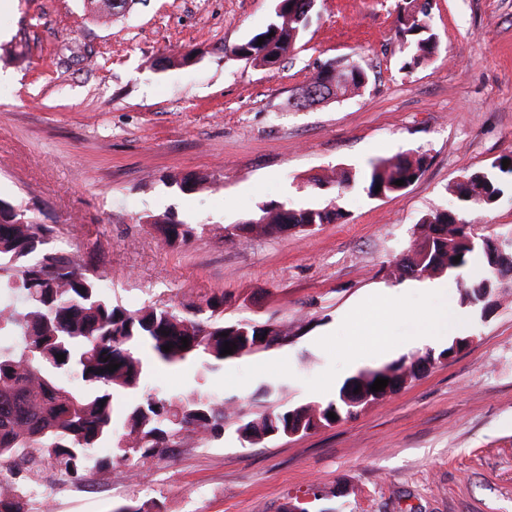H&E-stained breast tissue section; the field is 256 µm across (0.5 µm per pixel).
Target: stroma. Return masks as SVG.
I'll return each instance as SVG.
<instances>
[{"mask_svg": "<svg viewBox=\"0 0 512 512\" xmlns=\"http://www.w3.org/2000/svg\"><path fill=\"white\" fill-rule=\"evenodd\" d=\"M273 0H132L110 23L88 0H14L0 12V198L53 224L55 248L93 266L103 292L130 309L205 305L224 319L287 329L286 342L225 360L154 366L147 393H211L256 416L332 401L345 379L415 354L418 315L446 309L454 358L354 417L291 439L243 442L236 418L221 439L188 435L140 476L113 463L71 482L40 475L31 512H115L136 500L161 512H512V278L481 312L461 300L474 262L439 277H399L426 214L448 188L512 153V0H430L438 53L409 65L396 0H318L280 68L238 60L235 44L269 23ZM191 52L181 66L166 64ZM359 63L358 93L300 106L324 64ZM420 154L402 193L357 191L343 220L308 233L228 243L224 228L259 205L326 206L309 178ZM205 178L184 192L175 177ZM192 227L166 246L145 216ZM476 238H512V193L472 219ZM448 292L431 293L434 281ZM398 304H382V291ZM383 323L386 340L362 331Z\"/></svg>", "mask_w": 512, "mask_h": 512, "instance_id": "1", "label": "stroma"}]
</instances>
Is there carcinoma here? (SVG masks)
<instances>
[{"mask_svg": "<svg viewBox=\"0 0 512 512\" xmlns=\"http://www.w3.org/2000/svg\"><path fill=\"white\" fill-rule=\"evenodd\" d=\"M308 2L275 0L266 29L234 45L230 53L267 69L279 66L309 23ZM427 18L426 0H397V29L413 65L429 60L438 50ZM260 37L264 42L259 46ZM365 78L366 72L355 62L329 63L310 78L300 104L354 94ZM505 158L511 160L506 168ZM424 164L422 155L399 154L372 161L354 173L338 171L331 181L338 198L348 190H361L370 198L389 196L410 186V177H420ZM400 179L404 185H395ZM508 189L512 190L511 153L497 158L488 171L463 176L451 188L456 207L421 218L420 236L402 258L401 273L420 277L453 271L477 256L484 274L459 283V288L464 303L482 306L477 286L495 287L508 271L498 268L483 248L470 244L471 233L460 225L465 214L492 209ZM344 217L334 202L299 209L269 202L258 206L255 216L224 227V240L241 242L290 230L301 233L313 224H331ZM146 223L155 225L169 246L184 244L192 236L191 228L167 215H148ZM55 234L56 226L37 222L30 209L0 199V291L12 297L0 306V336L20 338L18 347L0 346V474L6 477L0 487V512H28L34 476L52 468L78 479L100 448L111 449L112 457L136 473L141 461L161 455L184 432L206 441L222 438L224 420L236 413L222 398L195 391L173 397L149 393L127 401L122 411L116 410L114 399L136 390L155 362L176 367L197 361L214 371L229 359L221 355L226 342L234 346L236 358L270 332L278 342L288 338L287 332L269 323L224 321L222 294L207 300L206 317L192 303L181 311L154 306L132 310L115 304L103 294L99 277L87 263L51 246ZM458 255L459 262H448ZM183 338L188 339L186 348ZM165 345L171 346L170 351L163 350ZM139 349L148 350L151 359L142 360ZM452 349L450 344L437 354L427 350L404 356L371 377H348L335 400L319 406L318 414L307 415L305 428L316 430L351 417L347 398L352 391L359 390L368 402L381 400ZM61 354L65 359L59 361ZM111 363L119 368L109 371ZM378 378L388 380V385L373 392L370 386ZM306 412L307 407L300 406L253 418L241 415L236 431L249 442L264 441L274 430L288 431L292 420ZM330 412L336 419L328 418ZM118 419L125 432L116 440L113 426Z\"/></svg>", "mask_w": 512, "mask_h": 512, "instance_id": "1", "label": "carcinoma"}]
</instances>
